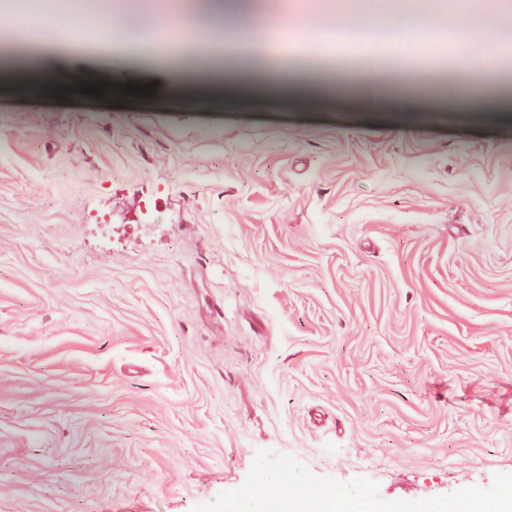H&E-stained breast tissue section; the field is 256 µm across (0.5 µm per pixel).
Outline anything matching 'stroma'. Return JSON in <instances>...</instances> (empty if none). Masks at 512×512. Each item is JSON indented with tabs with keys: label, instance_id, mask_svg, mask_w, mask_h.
Segmentation results:
<instances>
[{
	"label": "stroma",
	"instance_id": "35a3bbf8",
	"mask_svg": "<svg viewBox=\"0 0 512 512\" xmlns=\"http://www.w3.org/2000/svg\"><path fill=\"white\" fill-rule=\"evenodd\" d=\"M298 75L385 80L413 0H266ZM373 14L375 62L358 41ZM346 21L326 38L314 18ZM469 20L495 64L453 67ZM512 0H432L405 111L205 104L170 49L0 84V512H250L261 478L374 512L512 487ZM101 82L100 97L78 85ZM154 85L149 97L124 84Z\"/></svg>",
	"mask_w": 512,
	"mask_h": 512
}]
</instances>
